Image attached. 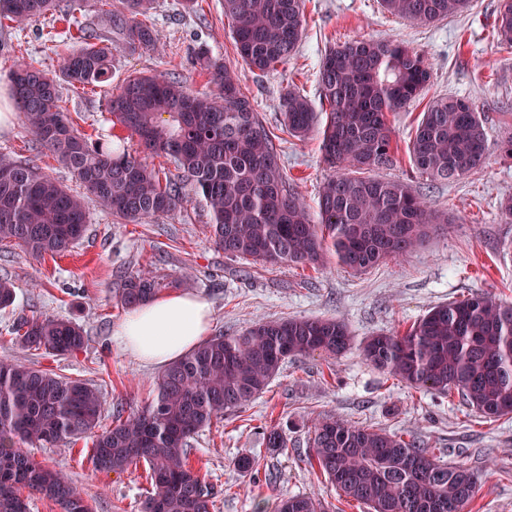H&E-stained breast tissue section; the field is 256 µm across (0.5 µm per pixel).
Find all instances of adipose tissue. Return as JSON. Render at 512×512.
I'll use <instances>...</instances> for the list:
<instances>
[{
  "instance_id": "adipose-tissue-1",
  "label": "adipose tissue",
  "mask_w": 512,
  "mask_h": 512,
  "mask_svg": "<svg viewBox=\"0 0 512 512\" xmlns=\"http://www.w3.org/2000/svg\"><path fill=\"white\" fill-rule=\"evenodd\" d=\"M212 310L197 295H159L131 310L118 336L140 362L166 366L195 348L211 330Z\"/></svg>"
}]
</instances>
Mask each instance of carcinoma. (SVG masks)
I'll return each instance as SVG.
<instances>
[{
	"label": "carcinoma",
	"mask_w": 512,
	"mask_h": 512,
	"mask_svg": "<svg viewBox=\"0 0 512 512\" xmlns=\"http://www.w3.org/2000/svg\"><path fill=\"white\" fill-rule=\"evenodd\" d=\"M155 0H117L112 25L129 48L155 53L159 34L145 24ZM473 0H380L382 9L421 25L461 15ZM303 0H224L241 64L268 74L285 66L304 35ZM57 15L75 27L81 46L52 75L18 61L8 73L15 110L33 140L50 150L83 188L127 224H149L192 194L210 214L211 237L229 258L262 268L288 264L325 269L330 258L354 273L402 256L453 218L428 205L413 185L380 171L392 164L389 115L415 101L431 79L424 52L396 39H361L322 57L317 85L325 112L294 87L282 95L283 132L320 139L334 174L319 187L316 207L288 183L275 135L264 125L224 59L202 49L195 58L216 93L192 91L172 75L137 74L108 102L112 124L144 151L174 164L177 178L125 146L91 140L60 106L61 86L105 83L112 47L79 24L71 0H0V27ZM498 44L512 48V0H499ZM410 161L421 178L455 182L482 169L487 132L480 113L454 95L433 100L411 133ZM87 224L83 197L70 192L33 159L0 153V243L35 256L61 255ZM148 271L123 276L112 289L130 310L155 297ZM17 339L28 349L66 356L81 349L85 331L55 316L20 320ZM351 348L347 327L322 318L260 321L234 335L216 334L170 364L152 401L99 429L103 401L84 380L0 359V512H29L23 492L93 512L62 470L31 457L26 446L63 447L91 438L95 470L122 474L148 465L152 491L142 512H212L213 485L188 462L191 439L224 414L262 393L290 357L316 352L336 358ZM364 360L412 388L446 395L481 417L512 415V304L485 294L431 308L406 332L380 333L361 347ZM310 460L347 500L370 512H458L474 498L478 476L450 466L414 439L324 416L313 424ZM274 512H324L308 495L280 499Z\"/></svg>",
	"instance_id": "cac0c4a2"
}]
</instances>
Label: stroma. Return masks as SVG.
<instances>
[{
    "label": "stroma",
    "instance_id": "stroma-1",
    "mask_svg": "<svg viewBox=\"0 0 512 512\" xmlns=\"http://www.w3.org/2000/svg\"><path fill=\"white\" fill-rule=\"evenodd\" d=\"M200 5L188 14L179 0H156L149 21L161 45L149 55L126 48L100 0H74L78 20L117 48L109 82L83 90L62 88L79 129L103 140L115 135L107 105L130 75L168 72L193 90L211 91L207 76L193 65L195 51L203 46L236 71L242 91L276 133L288 87L317 99L316 73L329 48L356 39L403 40L426 53L432 76L424 97L391 117L393 163L384 174L412 180L417 192L436 210L453 214L455 223L443 225L413 252L360 274L334 264L322 271L293 264L263 270L216 248L199 199L152 223L125 224L90 198L86 230L70 252L37 258L17 246L0 245V277L15 288L13 305L0 309V358L95 385L104 401L100 425L106 428L115 409L130 413L150 402L161 373L119 343L116 330L127 312L112 300L116 271L147 270L161 293L201 297L211 305L216 333L236 334L257 320L338 319L351 333L350 351L336 359L320 354L289 358L243 411L213 421L192 440L190 463L215 488L213 512H256L260 504L272 512L279 499L298 494L321 500L326 512H367L364 505L343 501L308 462L313 421L325 415L440 449L442 460L479 476L465 512H512V418L490 421L461 404L457 394L439 396L386 378L359 350L369 336L406 331L440 303L474 293L512 303V219L499 210L500 200L512 196V159L499 148L512 137V50L494 36L498 0H474L467 13L428 26L385 12L379 0H305V32L294 58L265 76L238 62L223 0H200ZM66 29L65 22L49 17L0 28L1 96L9 94L6 74L16 61L58 71L62 55L75 47ZM444 94L464 97L481 112L488 139L484 167L450 184L415 176L408 151L429 101ZM280 147L297 190L315 203L320 184L331 174L317 138L286 136ZM1 152L21 159L36 156L45 172L72 191L80 189L53 153L37 148L20 118L0 129ZM42 314L80 323L84 346L64 357L24 348L13 331L17 319ZM269 425L281 427L283 447L266 446L263 432ZM30 453L64 470L94 512H141L151 490L145 465L120 475L94 470L82 440L61 448L34 446ZM244 457L255 460L253 470L238 468Z\"/></svg>",
    "mask_w": 512,
    "mask_h": 512
}]
</instances>
